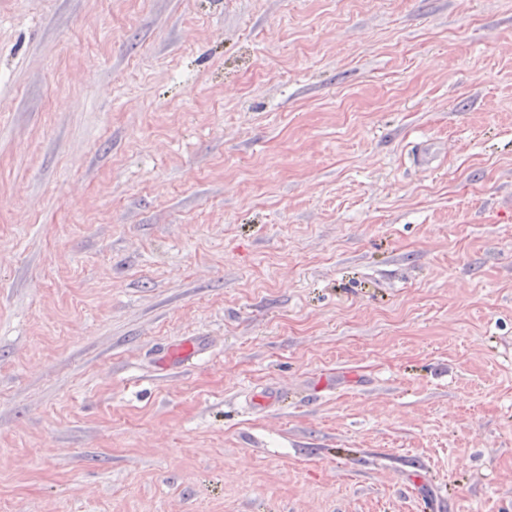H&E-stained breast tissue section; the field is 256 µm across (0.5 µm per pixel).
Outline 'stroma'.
Returning <instances> with one entry per match:
<instances>
[{"mask_svg": "<svg viewBox=\"0 0 512 512\" xmlns=\"http://www.w3.org/2000/svg\"><path fill=\"white\" fill-rule=\"evenodd\" d=\"M429 501L512 512V0H0V512ZM199 346L200 342L186 341L178 348L167 349L160 357L159 364L167 369L175 360L180 363L189 362L200 348Z\"/></svg>", "mask_w": 512, "mask_h": 512, "instance_id": "35a3bbf8", "label": "stroma"}]
</instances>
